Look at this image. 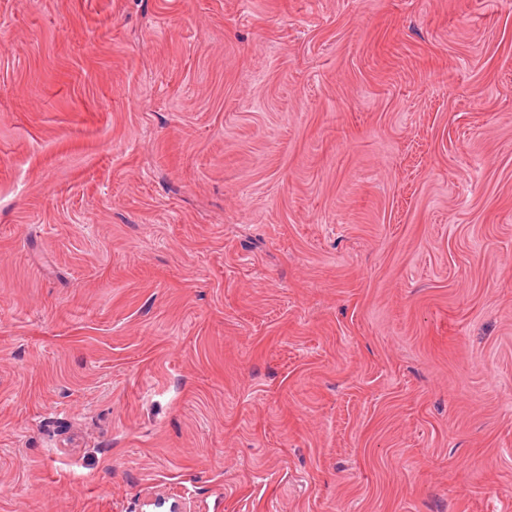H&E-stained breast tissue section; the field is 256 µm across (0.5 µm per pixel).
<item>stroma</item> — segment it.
Instances as JSON below:
<instances>
[{
	"mask_svg": "<svg viewBox=\"0 0 512 512\" xmlns=\"http://www.w3.org/2000/svg\"><path fill=\"white\" fill-rule=\"evenodd\" d=\"M512 512V0H0V512ZM141 511L146 512H191L184 502L162 493L146 496L141 504Z\"/></svg>",
	"mask_w": 512,
	"mask_h": 512,
	"instance_id": "35a3bbf8",
	"label": "stroma"
}]
</instances>
